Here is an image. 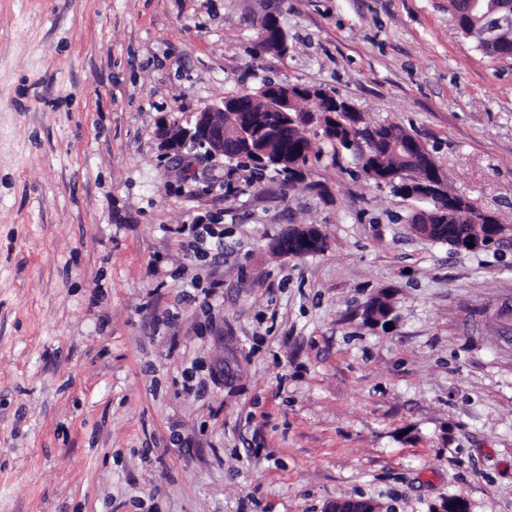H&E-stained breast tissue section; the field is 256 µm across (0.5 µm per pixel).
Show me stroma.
I'll list each match as a JSON object with an SVG mask.
<instances>
[{
	"label": "stroma",
	"instance_id": "stroma-1",
	"mask_svg": "<svg viewBox=\"0 0 512 512\" xmlns=\"http://www.w3.org/2000/svg\"><path fill=\"white\" fill-rule=\"evenodd\" d=\"M269 13L289 49L252 58ZM265 78L414 131L512 225V59L448 0H0V512H512V243L416 234L315 126L287 188L163 156ZM299 224L323 250L274 254Z\"/></svg>",
	"mask_w": 512,
	"mask_h": 512
}]
</instances>
